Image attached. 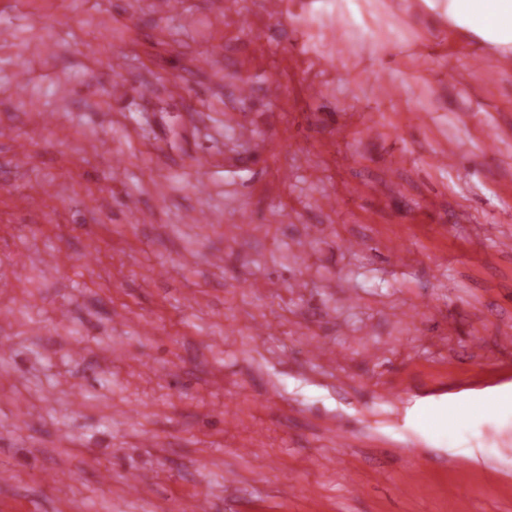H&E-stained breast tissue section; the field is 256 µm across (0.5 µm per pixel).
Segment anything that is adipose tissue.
<instances>
[{"label": "adipose tissue", "instance_id": "1", "mask_svg": "<svg viewBox=\"0 0 512 512\" xmlns=\"http://www.w3.org/2000/svg\"><path fill=\"white\" fill-rule=\"evenodd\" d=\"M454 25L499 49L512 50V0H445Z\"/></svg>", "mask_w": 512, "mask_h": 512}]
</instances>
